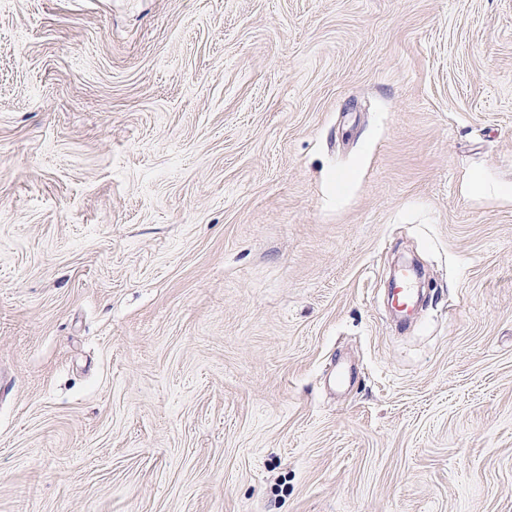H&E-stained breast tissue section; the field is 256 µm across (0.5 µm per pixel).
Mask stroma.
<instances>
[{
    "mask_svg": "<svg viewBox=\"0 0 512 512\" xmlns=\"http://www.w3.org/2000/svg\"><path fill=\"white\" fill-rule=\"evenodd\" d=\"M0 512H512V0H0Z\"/></svg>",
    "mask_w": 512,
    "mask_h": 512,
    "instance_id": "stroma-1",
    "label": "stroma"
}]
</instances>
